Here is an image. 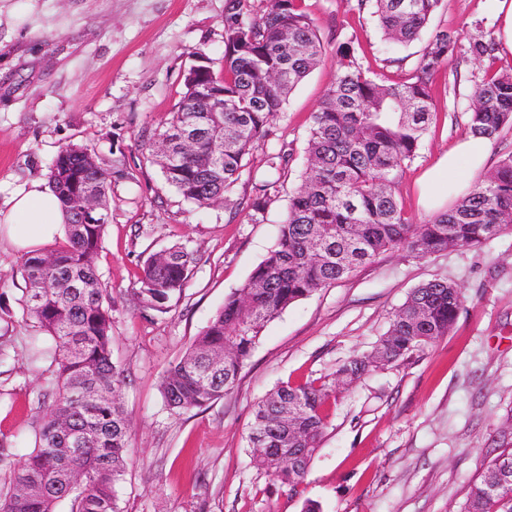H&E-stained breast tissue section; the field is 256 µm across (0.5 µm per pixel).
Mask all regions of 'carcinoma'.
<instances>
[{"label":"carcinoma","instance_id":"cac0c4a2","mask_svg":"<svg viewBox=\"0 0 512 512\" xmlns=\"http://www.w3.org/2000/svg\"><path fill=\"white\" fill-rule=\"evenodd\" d=\"M356 2L358 11H372L387 44L406 46L420 40L440 0ZM463 49L457 35L436 30L408 77L387 83L363 69L353 41L337 45L332 80L313 112L300 182L275 244L163 374L161 394L170 411L224 398L267 322L380 254L401 248L426 256L512 230V153L427 224L409 223L397 195L431 119L432 78ZM464 50L477 61L494 59V43L481 36L470 38ZM324 57L301 0H225L220 71L184 77L176 112L144 141L166 182L199 207L226 197L254 145L271 135L290 93ZM207 83L224 94V111H206L197 91ZM468 126L487 140L512 126V68L476 85ZM219 139L224 150L217 152ZM160 141L168 143L169 155L155 151ZM87 158L78 144L58 152L49 182L64 206L65 239L22 260L23 313L50 337L57 370L34 448L0 492V512H57L61 504L68 512H120L131 424L121 402L125 377L112 359V301L95 264L107 218L80 223L71 197L74 184L88 183L107 198L110 174L123 175L124 160L114 159L109 170L88 166ZM196 263V253L182 244L149 255L137 290L141 310L166 312ZM462 302L457 283L425 282L393 314L373 352L336 371V383H287L269 392L249 428L253 465L297 491L321 443L322 407L348 385L341 375L396 363L448 335ZM497 448L470 486L465 512H512V476L500 479L501 464L512 461V441Z\"/></svg>","mask_w":512,"mask_h":512}]
</instances>
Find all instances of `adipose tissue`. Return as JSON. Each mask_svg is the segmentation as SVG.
<instances>
[{"instance_id":"obj_1","label":"adipose tissue","mask_w":512,"mask_h":512,"mask_svg":"<svg viewBox=\"0 0 512 512\" xmlns=\"http://www.w3.org/2000/svg\"><path fill=\"white\" fill-rule=\"evenodd\" d=\"M487 151L479 140L461 141L422 177L420 201L430 210L448 203L449 187L467 188L484 168ZM8 211L0 220V231L24 251H34L62 235L65 214L51 188L41 182L16 189L7 201Z\"/></svg>"}]
</instances>
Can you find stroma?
<instances>
[{
	"label": "stroma",
	"mask_w": 512,
	"mask_h": 512,
	"mask_svg": "<svg viewBox=\"0 0 512 512\" xmlns=\"http://www.w3.org/2000/svg\"><path fill=\"white\" fill-rule=\"evenodd\" d=\"M355 0H302L327 54L290 94L272 135L249 157L229 205L197 207L164 179L143 138L165 126L191 66L224 53L225 0H0V203L49 180L62 146L88 148L103 165L125 159L112 179L98 271L112 293V358L123 370L132 446L119 489L121 512H464L471 484L512 412V233L427 256L395 249L347 280L290 306L264 325L236 386L204 409L171 413L164 370L190 346L225 296L240 288L274 243L304 166L312 114L331 80L333 52L350 40L364 65L404 80L422 53L415 42L386 54L374 20ZM431 28L496 40L492 0H441ZM486 63L449 59L434 76V114L398 196L410 223L431 221L419 179L469 137L468 111ZM288 156L284 175L268 154ZM271 182L262 212L244 207ZM183 244L197 264L167 313L143 314L133 293L144 260ZM23 253L0 240V485L34 447L49 360H32L40 330L22 312ZM459 284L463 304L447 336L404 361L376 368L325 406L321 445L291 493L252 462L253 410L282 384L334 380L339 364L371 353L394 312L418 285Z\"/></svg>",
	"instance_id": "35a3bbf8"
}]
</instances>
